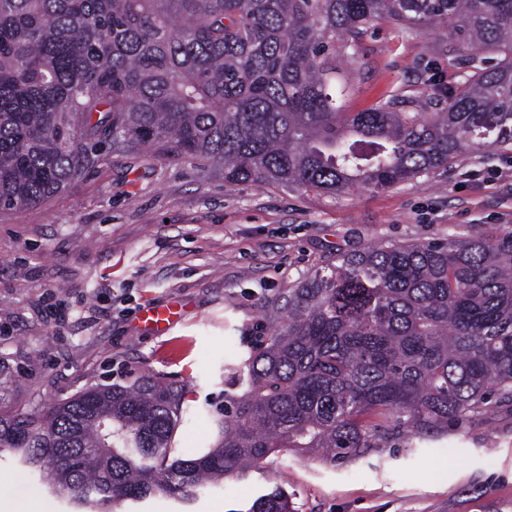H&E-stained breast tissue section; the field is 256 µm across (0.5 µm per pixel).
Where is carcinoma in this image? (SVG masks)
Returning <instances> with one entry per match:
<instances>
[{
	"mask_svg": "<svg viewBox=\"0 0 512 512\" xmlns=\"http://www.w3.org/2000/svg\"><path fill=\"white\" fill-rule=\"evenodd\" d=\"M450 22L472 75L436 112L343 111L371 25ZM500 51L489 67L475 57ZM119 153L224 183L383 191L512 145V0H0V209L42 204ZM242 360L215 442L175 446L187 391L158 378L0 411V458L78 507L186 501L303 448L338 461L512 402V231L366 244L288 289ZM234 512H294L275 486Z\"/></svg>",
	"mask_w": 512,
	"mask_h": 512,
	"instance_id": "obj_1",
	"label": "carcinoma"
}]
</instances>
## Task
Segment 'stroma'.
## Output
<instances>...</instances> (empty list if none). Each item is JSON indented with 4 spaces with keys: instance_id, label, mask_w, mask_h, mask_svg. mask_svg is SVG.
<instances>
[{
    "instance_id": "stroma-1",
    "label": "stroma",
    "mask_w": 512,
    "mask_h": 512,
    "mask_svg": "<svg viewBox=\"0 0 512 512\" xmlns=\"http://www.w3.org/2000/svg\"><path fill=\"white\" fill-rule=\"evenodd\" d=\"M448 30L387 21L368 29L348 63L346 111L465 82L471 70ZM510 168L506 145L382 192L328 196L228 185L189 160L105 151L45 203L0 211V365L9 376L0 405L40 408L152 375L188 392L176 446H208L235 365L269 334L265 311L345 250L512 231V180L493 176ZM171 303L179 315L168 334L139 332L143 307ZM275 486L296 512H512V404L449 422L432 439L336 462L292 449L192 501L156 494L140 508L239 512ZM39 503L73 512L0 459V512Z\"/></svg>"
}]
</instances>
